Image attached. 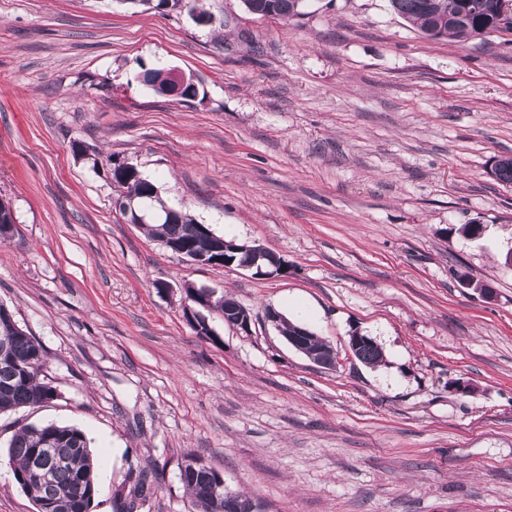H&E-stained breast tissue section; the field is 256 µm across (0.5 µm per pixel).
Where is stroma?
<instances>
[{
  "label": "stroma",
  "instance_id": "1",
  "mask_svg": "<svg viewBox=\"0 0 512 512\" xmlns=\"http://www.w3.org/2000/svg\"><path fill=\"white\" fill-rule=\"evenodd\" d=\"M204 7L212 23L0 0V199L17 226L0 303L57 392L0 415V512H35L6 452L44 422L86 434L91 512H120L134 465L158 485L139 512H193L187 452L265 512H512V184L490 174L512 155V30L432 41L389 0H309L288 21ZM159 67L198 97L156 94ZM108 155L287 274L193 264L147 237L115 206ZM475 220L480 237L462 236ZM185 283L250 309L251 333L209 310L197 335ZM297 302L336 368L266 323ZM356 332L381 365L352 357Z\"/></svg>",
  "mask_w": 512,
  "mask_h": 512
}]
</instances>
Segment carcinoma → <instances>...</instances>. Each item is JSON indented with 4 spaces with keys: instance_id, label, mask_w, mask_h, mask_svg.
<instances>
[{
    "instance_id": "obj_1",
    "label": "carcinoma",
    "mask_w": 512,
    "mask_h": 512,
    "mask_svg": "<svg viewBox=\"0 0 512 512\" xmlns=\"http://www.w3.org/2000/svg\"><path fill=\"white\" fill-rule=\"evenodd\" d=\"M199 0H121V3L144 11L168 13L184 9L200 19L212 21V15L198 7ZM307 0H242L245 10L264 17L283 19L305 15ZM495 0H390L395 13L415 26L429 40L451 39L459 42L474 39L501 29L498 16L493 10ZM144 81L157 94H164L169 85L167 70L156 68L144 75ZM112 181L124 188L116 205L131 224L139 225L145 234L171 251L177 250L187 259L209 251V235L212 230L200 224L181 209L170 216L148 215L146 206L157 210L160 203L155 199L157 187L132 166L107 157ZM493 176L501 183L512 184V156L500 157L494 166ZM191 303L201 308L221 312L224 322L232 325L239 314L247 308L233 298L219 297L204 300L202 291L187 289ZM12 311L0 304V345H8V354L0 358V414L19 408H40L56 395L55 388L45 381L43 374L45 354L41 344L31 334L20 333L10 328ZM307 347L323 362L333 364L336 354L321 337L311 334ZM353 355L360 362L375 367L384 361L382 348L366 337ZM9 464L14 478L22 491L36 484L43 471L52 473L51 480L42 483L41 496L45 512H56L51 503L66 505L65 512H91L92 504L99 494L94 458L85 434L78 428L54 423L44 425L27 424L19 427L8 446ZM191 465L180 472V481L188 493L192 505L198 512H236L237 503H248L250 499L238 492L224 497V492H215L217 481L224 478L219 470L202 458L184 455ZM134 480L125 496L126 512L144 505L153 497L155 482L140 470L132 473Z\"/></svg>"
}]
</instances>
